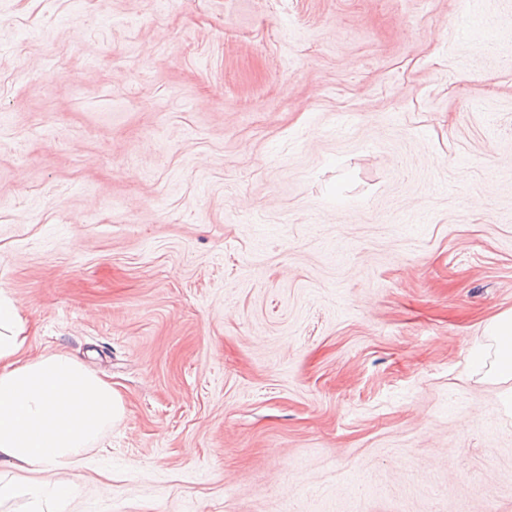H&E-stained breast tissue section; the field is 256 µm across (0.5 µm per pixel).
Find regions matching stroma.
Here are the masks:
<instances>
[{
    "mask_svg": "<svg viewBox=\"0 0 512 512\" xmlns=\"http://www.w3.org/2000/svg\"><path fill=\"white\" fill-rule=\"evenodd\" d=\"M0 291L124 419L60 512H512V0H0ZM485 336L490 341L485 351L482 345L473 350V359L482 367L490 358L493 349V360L488 364L486 375L493 382L508 383L512 381V310L494 317L485 326Z\"/></svg>",
    "mask_w": 512,
    "mask_h": 512,
    "instance_id": "stroma-1",
    "label": "stroma"
}]
</instances>
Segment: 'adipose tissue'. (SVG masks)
<instances>
[{"label": "adipose tissue", "mask_w": 512, "mask_h": 512, "mask_svg": "<svg viewBox=\"0 0 512 512\" xmlns=\"http://www.w3.org/2000/svg\"><path fill=\"white\" fill-rule=\"evenodd\" d=\"M485 336L473 359L504 384L501 402L512 409V310L488 322ZM29 346L15 303L0 295V503L25 495L32 512H49L77 495L66 472L125 411L110 382L64 355L28 357Z\"/></svg>", "instance_id": "1"}]
</instances>
